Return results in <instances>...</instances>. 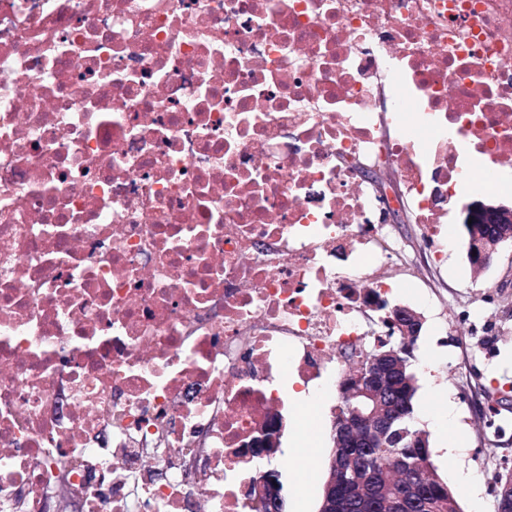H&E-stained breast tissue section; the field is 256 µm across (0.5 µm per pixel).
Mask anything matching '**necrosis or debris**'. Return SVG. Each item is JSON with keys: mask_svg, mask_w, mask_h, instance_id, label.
I'll use <instances>...</instances> for the list:
<instances>
[{"mask_svg": "<svg viewBox=\"0 0 512 512\" xmlns=\"http://www.w3.org/2000/svg\"><path fill=\"white\" fill-rule=\"evenodd\" d=\"M512 172V0H0V512H252L248 445Z\"/></svg>", "mask_w": 512, "mask_h": 512, "instance_id": "obj_1", "label": "necrosis or debris"}]
</instances>
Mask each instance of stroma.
Instances as JSON below:
<instances>
[{
	"mask_svg": "<svg viewBox=\"0 0 512 512\" xmlns=\"http://www.w3.org/2000/svg\"><path fill=\"white\" fill-rule=\"evenodd\" d=\"M453 243L448 263L425 269L422 275L397 274L396 292L390 306H409L420 312L425 324L413 351L417 377L414 418L429 439L430 459L448 483L462 512H496L494 477L512 471V440L489 443L479 426L494 397L504 417L512 419V308L500 304L490 309L491 324L483 334L472 335L465 310L478 303L477 291L465 278L466 232L460 222L449 226ZM314 419L319 441L317 454L309 458L310 475L304 486L295 487L291 478L297 461L288 454V442L296 423L293 412L283 417L277 453L264 462V469L277 470L286 512L304 502L306 512H318L328 463L334 448V423L339 413L338 388L323 390ZM453 403L456 420L448 422L443 412ZM456 429L460 448L448 455L444 439Z\"/></svg>",
	"mask_w": 512,
	"mask_h": 512,
	"instance_id": "stroma-1",
	"label": "stroma"
}]
</instances>
